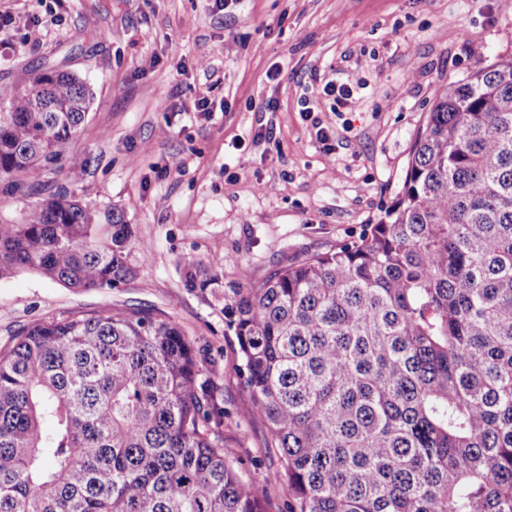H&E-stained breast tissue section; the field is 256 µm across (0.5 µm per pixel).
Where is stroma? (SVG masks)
Returning a JSON list of instances; mask_svg holds the SVG:
<instances>
[{"label":"stroma","mask_w":512,"mask_h":512,"mask_svg":"<svg viewBox=\"0 0 512 512\" xmlns=\"http://www.w3.org/2000/svg\"><path fill=\"white\" fill-rule=\"evenodd\" d=\"M5 9L0 86L48 65L78 74L93 101L40 185L0 183V220L64 191L122 211L146 249L136 278L112 289L0 279V347L63 309L134 304L172 319L207 356L202 377L239 474L263 489L265 512H288L237 342L219 307L185 287L184 267L233 281L243 266L259 281L378 223L436 88L512 58V0H0ZM330 81L352 84L347 104L323 95Z\"/></svg>","instance_id":"1"}]
</instances>
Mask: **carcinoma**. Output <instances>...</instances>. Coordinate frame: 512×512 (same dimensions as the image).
Returning a JSON list of instances; mask_svg holds the SVG:
<instances>
[{
	"label": "carcinoma",
	"instance_id": "obj_1",
	"mask_svg": "<svg viewBox=\"0 0 512 512\" xmlns=\"http://www.w3.org/2000/svg\"><path fill=\"white\" fill-rule=\"evenodd\" d=\"M75 73L0 87V181L84 123ZM145 249L65 194L0 221V278L115 288ZM236 337L288 512H512V58L439 86L400 195L357 240L260 282L197 267ZM197 352L148 309L48 315L0 348V512H264Z\"/></svg>",
	"mask_w": 512,
	"mask_h": 512
}]
</instances>
